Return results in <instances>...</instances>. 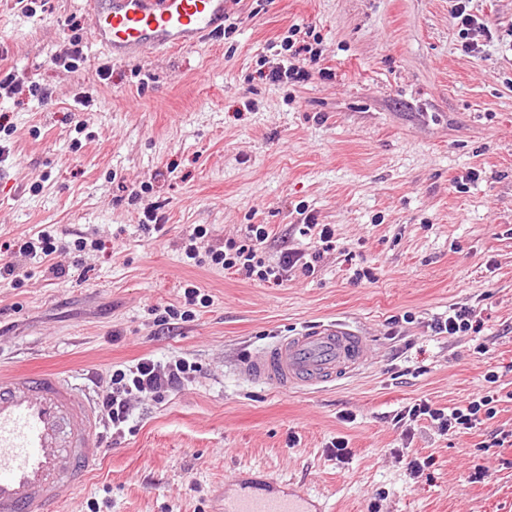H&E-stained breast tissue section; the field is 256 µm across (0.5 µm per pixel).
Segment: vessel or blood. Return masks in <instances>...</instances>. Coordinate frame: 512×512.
Segmentation results:
<instances>
[{"instance_id": "vessel-or-blood-1", "label": "vessel or blood", "mask_w": 512, "mask_h": 512, "mask_svg": "<svg viewBox=\"0 0 512 512\" xmlns=\"http://www.w3.org/2000/svg\"><path fill=\"white\" fill-rule=\"evenodd\" d=\"M91 40L109 59L195 47L219 33L230 0H87ZM363 336L321 322L283 337L241 364L249 380L305 391L363 365ZM104 451L101 419L73 376L0 370V512H65ZM223 512H327L320 497L240 471L224 487Z\"/></svg>"}]
</instances>
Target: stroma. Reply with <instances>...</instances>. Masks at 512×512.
<instances>
[{
    "label": "stroma",
    "instance_id": "35a3bbf8",
    "mask_svg": "<svg viewBox=\"0 0 512 512\" xmlns=\"http://www.w3.org/2000/svg\"><path fill=\"white\" fill-rule=\"evenodd\" d=\"M84 2L29 16L0 0V69L25 86L0 97V265L13 268L0 277V361L66 369L95 397L113 366L146 356L194 371L132 400L122 432L103 423L78 512H210L242 469L322 494L329 512H512V447L492 444L512 431V0H473L494 35L475 57L451 0H232V33L130 62L91 42ZM297 27L321 57L304 62L308 79L271 82L293 63L282 43ZM75 35L85 60L67 70L54 58ZM149 202L162 231L143 226ZM249 224L268 226L269 263L314 253V273L269 283L184 263L195 226L220 247ZM304 224L330 225L335 249L318 253ZM45 225L56 273L18 249ZM189 284L208 306L163 323ZM459 307L481 332L434 335ZM330 320L362 333L363 367L310 392L241 374L278 337ZM482 392L497 414L466 433L394 420ZM415 457L432 461L416 479Z\"/></svg>",
    "mask_w": 512,
    "mask_h": 512
}]
</instances>
